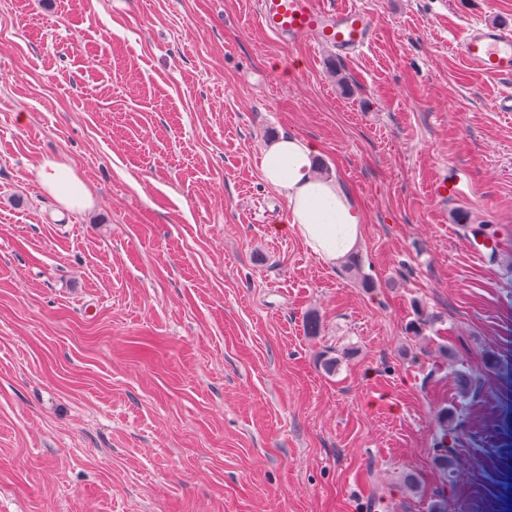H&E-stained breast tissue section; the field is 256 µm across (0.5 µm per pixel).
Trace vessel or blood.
I'll return each mask as SVG.
<instances>
[{"mask_svg":"<svg viewBox=\"0 0 512 512\" xmlns=\"http://www.w3.org/2000/svg\"><path fill=\"white\" fill-rule=\"evenodd\" d=\"M258 22L284 44L316 41L349 55L374 37L371 14L360 7L317 8L313 0H259ZM457 50L470 69L494 77L512 76V31L488 23L472 25Z\"/></svg>","mask_w":512,"mask_h":512,"instance_id":"vessel-or-blood-1","label":"vessel or blood"}]
</instances>
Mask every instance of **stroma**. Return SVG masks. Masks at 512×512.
<instances>
[{"instance_id":"obj_1","label":"stroma","mask_w":512,"mask_h":512,"mask_svg":"<svg viewBox=\"0 0 512 512\" xmlns=\"http://www.w3.org/2000/svg\"><path fill=\"white\" fill-rule=\"evenodd\" d=\"M361 3L343 58L257 0H0V512H512V78L457 52L512 0ZM283 135L364 212L344 263L279 229ZM37 170L42 187L67 208L80 210L91 204L84 183L65 164L45 160Z\"/></svg>"}]
</instances>
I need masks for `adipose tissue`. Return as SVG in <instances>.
<instances>
[{
  "mask_svg": "<svg viewBox=\"0 0 512 512\" xmlns=\"http://www.w3.org/2000/svg\"><path fill=\"white\" fill-rule=\"evenodd\" d=\"M316 155L309 141L283 137L264 148L260 171L286 201V231L297 234L321 263L334 266L359 249L365 217L339 179L317 173ZM38 177L42 187L67 208L80 210L90 205L84 183L66 165L43 161Z\"/></svg>",
  "mask_w": 512,
  "mask_h": 512,
  "instance_id": "adipose-tissue-1",
  "label": "adipose tissue"
}]
</instances>
